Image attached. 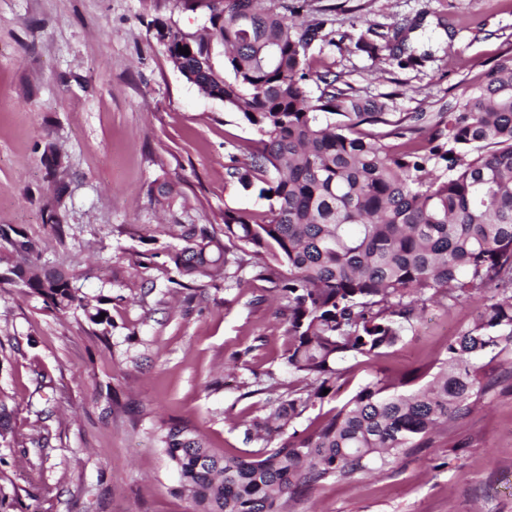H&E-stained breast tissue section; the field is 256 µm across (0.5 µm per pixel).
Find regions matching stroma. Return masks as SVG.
<instances>
[{
  "instance_id": "stroma-1",
  "label": "stroma",
  "mask_w": 512,
  "mask_h": 512,
  "mask_svg": "<svg viewBox=\"0 0 512 512\" xmlns=\"http://www.w3.org/2000/svg\"><path fill=\"white\" fill-rule=\"evenodd\" d=\"M351 3L326 25L341 46L322 45L313 67L387 97L393 112L439 111L512 49V0ZM155 18L205 24L173 0H0V225L25 233L42 264L78 270L82 295L112 299L103 337L82 311L0 285V397L14 410L0 512H195L174 492L162 425L187 421L214 448L255 450L245 431L290 380L285 304L270 283L177 290L161 264H131L146 239L175 245L180 225L220 231L225 209H264L225 179L230 143L250 146L253 132L173 68L148 30ZM400 26L429 51L422 65L354 47L366 29ZM157 179L175 185L174 202L151 196ZM483 308L479 297L428 304L400 344L352 362L324 409L443 357ZM283 512H512V358L494 362L477 406L432 447L305 488Z\"/></svg>"
}]
</instances>
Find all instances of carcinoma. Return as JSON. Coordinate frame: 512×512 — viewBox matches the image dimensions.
<instances>
[{
  "label": "carcinoma",
  "mask_w": 512,
  "mask_h": 512,
  "mask_svg": "<svg viewBox=\"0 0 512 512\" xmlns=\"http://www.w3.org/2000/svg\"><path fill=\"white\" fill-rule=\"evenodd\" d=\"M306 6L174 0L206 18V34L151 22L173 67L255 134L242 159L232 145L226 176L257 191L267 209H224L222 239L185 224L180 246L135 250L133 263L167 257L177 288L187 280L237 284L248 270L273 283L287 301L288 373L306 382L246 429L259 444L246 456L208 447L185 423L162 430L177 491L192 497L196 512H282L283 498L303 486L428 448L441 425L472 411L490 363L512 354V50L440 111L397 114L332 71L313 69L317 44L338 42L324 22L293 19ZM372 35L383 37L369 28L354 44L370 58L385 49L401 66L428 58L403 40L392 48ZM0 242V273L15 276L0 283L58 312L82 310L96 336L110 332L112 299L79 295L74 269L30 264L34 244L20 230L0 225ZM477 294L483 312L443 357L375 377L320 423L284 435L336 396L349 361L402 342L427 303Z\"/></svg>",
  "instance_id": "obj_1"
}]
</instances>
